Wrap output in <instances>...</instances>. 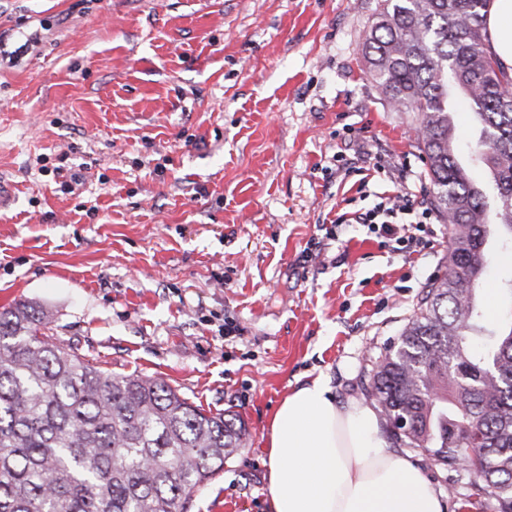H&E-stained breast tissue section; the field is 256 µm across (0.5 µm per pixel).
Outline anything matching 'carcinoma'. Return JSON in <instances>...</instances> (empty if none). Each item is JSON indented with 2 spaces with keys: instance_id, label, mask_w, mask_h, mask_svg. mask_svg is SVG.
I'll return each instance as SVG.
<instances>
[{
  "instance_id": "obj_1",
  "label": "carcinoma",
  "mask_w": 512,
  "mask_h": 512,
  "mask_svg": "<svg viewBox=\"0 0 512 512\" xmlns=\"http://www.w3.org/2000/svg\"><path fill=\"white\" fill-rule=\"evenodd\" d=\"M488 2L379 0L362 45L388 102L416 122L453 260L365 390L396 447L473 475L475 496L512 512V306L492 313L479 288L491 252L512 247V77L484 48ZM453 91L480 127L467 163ZM479 166L489 189L471 177ZM46 328L27 301L0 311V512H190L245 426L163 381L109 373Z\"/></svg>"
}]
</instances>
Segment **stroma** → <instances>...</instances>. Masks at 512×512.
<instances>
[{
	"instance_id": "stroma-1",
	"label": "stroma",
	"mask_w": 512,
	"mask_h": 512,
	"mask_svg": "<svg viewBox=\"0 0 512 512\" xmlns=\"http://www.w3.org/2000/svg\"><path fill=\"white\" fill-rule=\"evenodd\" d=\"M375 0H0V308L115 374L245 424L191 512H269L265 434L323 380L339 404L448 266L355 218L433 194L415 124L367 71ZM311 259H304V252ZM444 512L463 476L408 448Z\"/></svg>"
}]
</instances>
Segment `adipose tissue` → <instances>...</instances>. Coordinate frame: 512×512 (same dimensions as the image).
Wrapping results in <instances>:
<instances>
[{
    "label": "adipose tissue",
    "mask_w": 512,
    "mask_h": 512,
    "mask_svg": "<svg viewBox=\"0 0 512 512\" xmlns=\"http://www.w3.org/2000/svg\"><path fill=\"white\" fill-rule=\"evenodd\" d=\"M486 52L512 75V0H490ZM271 512H443L422 470L394 455L374 410L316 380L285 397L265 434Z\"/></svg>",
    "instance_id": "adipose-tissue-1"
}]
</instances>
